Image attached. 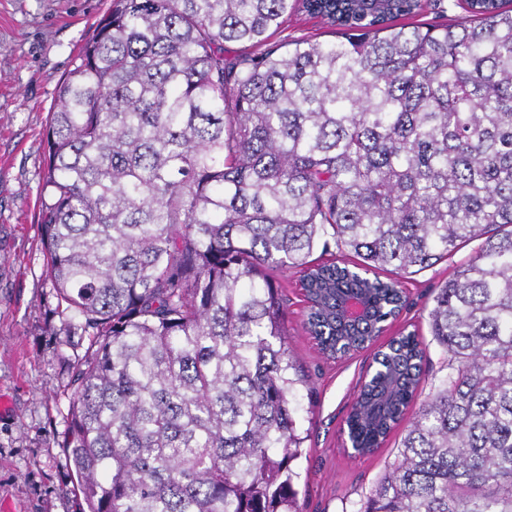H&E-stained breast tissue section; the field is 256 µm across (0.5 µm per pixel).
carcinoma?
I'll use <instances>...</instances> for the list:
<instances>
[{
  "mask_svg": "<svg viewBox=\"0 0 512 512\" xmlns=\"http://www.w3.org/2000/svg\"><path fill=\"white\" fill-rule=\"evenodd\" d=\"M297 7L343 40L261 50ZM463 8L407 29L420 0H111L58 90L38 220L48 319L92 336L62 443L81 512H300L302 378L265 270L299 274L334 359L473 241L428 312L448 373L410 413L428 344L398 334L347 438L370 455L405 426L359 512H512V8ZM351 292L370 313L346 327Z\"/></svg>",
  "mask_w": 512,
  "mask_h": 512,
  "instance_id": "cac0c4a2",
  "label": "carcinoma"
}]
</instances>
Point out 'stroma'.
<instances>
[{"label": "stroma", "instance_id": "35a3bbf8", "mask_svg": "<svg viewBox=\"0 0 512 512\" xmlns=\"http://www.w3.org/2000/svg\"><path fill=\"white\" fill-rule=\"evenodd\" d=\"M110 0H0V512H80L62 441L72 402L73 373L91 339L51 335L55 307L45 275L47 253L37 224L47 171L46 137L57 90L79 48ZM337 41L335 30L301 11L289 13L270 38ZM465 247L405 280L408 307L392 332L428 334L435 290L468 259ZM287 299L289 348L304 383L295 400L305 436L299 472L302 512H358L396 461L403 429L384 448L360 457L345 443L344 420L373 357H322L302 328L304 302L297 276L274 269Z\"/></svg>", "mask_w": 512, "mask_h": 512}]
</instances>
